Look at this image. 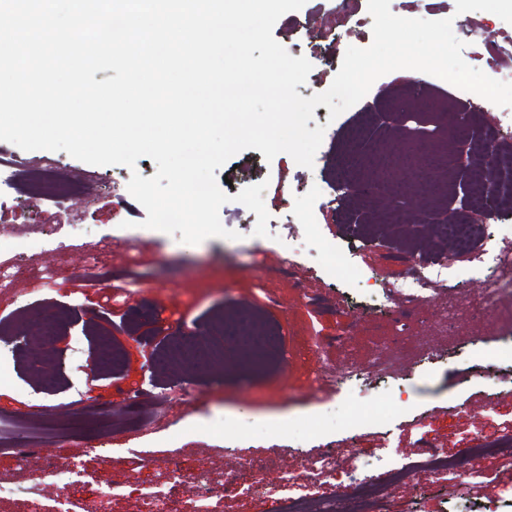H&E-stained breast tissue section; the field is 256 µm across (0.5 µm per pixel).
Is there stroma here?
Instances as JSON below:
<instances>
[{
	"instance_id": "stroma-1",
	"label": "stroma",
	"mask_w": 512,
	"mask_h": 512,
	"mask_svg": "<svg viewBox=\"0 0 512 512\" xmlns=\"http://www.w3.org/2000/svg\"><path fill=\"white\" fill-rule=\"evenodd\" d=\"M390 9L406 18L451 19L468 65L512 70V0H390ZM372 23L367 0L349 10L341 0H307L282 15L274 38L313 65L298 93L309 98L327 90L347 47L371 44ZM476 99L438 77L418 80L400 69L378 78L337 118L317 106L314 121L325 134L313 167L285 153L268 161L254 148L234 155L215 175L230 180L220 219L239 237L197 245L143 228L147 213L128 182L135 172L155 174L151 158H139L132 169L94 166L63 151L0 141V261L26 267L14 292L0 294V440L65 464L82 462L97 477L65 490L38 466L0 453V478L7 481L0 512H56L63 499L78 512L101 488L112 494L106 512H141L145 493L160 489L161 473L172 467L206 471L217 491L203 501L184 488L182 512H270L267 499L223 491L227 475L250 459L262 463L257 482L289 478L339 510L349 499L347 478L328 488L302 464L323 447H333L345 468L377 470L390 457H417L424 444L455 455L512 428V381L489 379L482 356L483 348L512 346V295L478 299L486 275L463 276L468 261L456 254L461 275L453 287L434 288L409 319L398 313L404 266L396 255L436 248L428 225L416 218L447 208L458 175L438 198H405L398 224L379 221L392 197L332 191L343 161L361 179H375L369 161L390 142L427 144L471 165L468 123L450 138L443 116ZM18 161L90 185L93 205L79 195L58 206L17 193L8 177ZM260 182L270 215L264 237L253 234L256 214L235 200ZM95 255L112 269L111 289L85 274ZM340 258L347 263L342 273ZM37 312L60 317L52 338L33 321ZM243 314L276 331L279 363L268 372L231 363L211 372L161 365L173 337L205 336L217 316ZM36 351L43 365L32 364ZM427 351L437 358L420 365ZM347 361L364 374L366 395L315 383L319 368L336 372ZM135 399L147 422L134 430L125 408ZM77 400L87 408L110 404L108 431L90 414L80 432L60 431ZM472 469L464 484L423 473L392 487L389 512L480 505L512 512V464L482 457Z\"/></svg>"
}]
</instances>
